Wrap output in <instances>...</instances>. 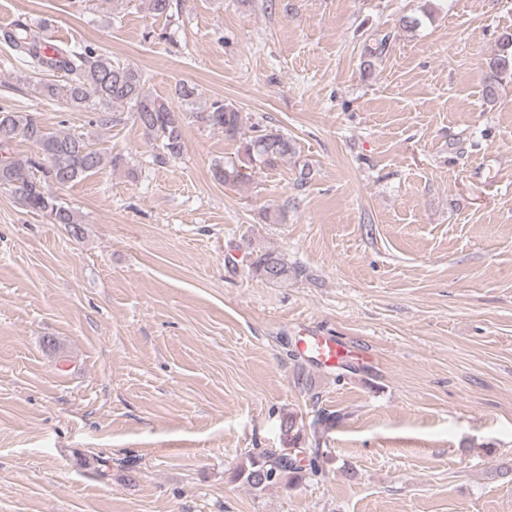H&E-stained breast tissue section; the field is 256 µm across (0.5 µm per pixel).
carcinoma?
Wrapping results in <instances>:
<instances>
[{
    "label": "carcinoma",
    "mask_w": 512,
    "mask_h": 512,
    "mask_svg": "<svg viewBox=\"0 0 512 512\" xmlns=\"http://www.w3.org/2000/svg\"><path fill=\"white\" fill-rule=\"evenodd\" d=\"M148 4L152 14L169 18L178 8V0H148ZM0 37L33 73L43 76L38 90L44 100L62 99L74 107L91 105L114 112L127 109L152 139L161 141V159H176L183 154V113L175 111L167 101L147 94L139 70L115 65L88 45L52 44L44 27L22 19L0 31ZM490 67L497 78L485 86L484 99L493 102L499 96L500 76L512 74V35L502 38ZM55 75L63 77L62 82L52 80ZM192 118L205 128L223 132L226 140L238 145L237 160L214 166V178L224 184L240 183L256 168L273 170L295 153L294 144L281 130L251 122V117L230 103L213 102L193 111ZM17 138L32 145L35 153L6 155ZM108 166L126 167L129 174H135L120 154L108 155L94 149L79 135L50 132L30 112L0 110V188L10 189L22 206L45 216L52 224L63 225L76 239L83 236L81 222L72 208L58 203L49 193L48 185L66 186ZM248 257L249 272L268 284L312 280L306 266L288 262L281 252L259 248L248 252ZM280 430L287 445H297L301 435L294 415L283 418ZM236 476L252 489L263 491L283 480L291 484L322 477L324 470L315 458L303 465L288 454L266 451L246 457Z\"/></svg>",
    "instance_id": "1"
}]
</instances>
